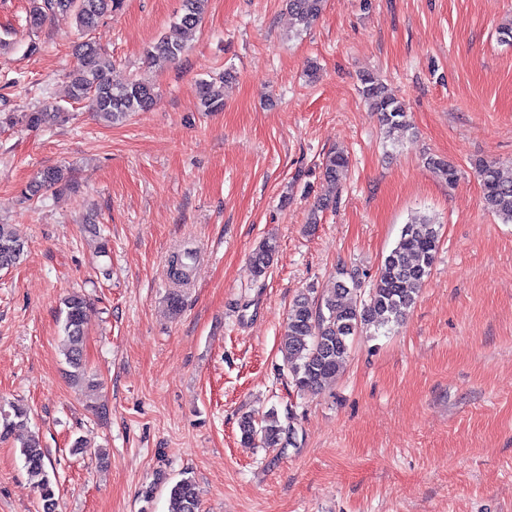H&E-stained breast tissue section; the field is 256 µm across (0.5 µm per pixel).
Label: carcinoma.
<instances>
[{
	"label": "carcinoma",
	"mask_w": 512,
	"mask_h": 512,
	"mask_svg": "<svg viewBox=\"0 0 512 512\" xmlns=\"http://www.w3.org/2000/svg\"><path fill=\"white\" fill-rule=\"evenodd\" d=\"M297 21L309 27L322 13L325 0H289ZM208 0H182L183 14L147 49L148 63L158 65L172 62L185 51L184 35L198 26L204 17ZM123 0H32L26 22L31 31L39 30L49 16L70 12L76 26L82 31L93 30L100 19L109 12L119 10ZM110 55L87 40L79 46V65L71 74V96L75 101H85L99 118L112 124L126 119L133 112L149 109L155 101L153 86L140 80L123 85L112 83ZM199 95L204 111L224 109L222 90L217 79L202 81ZM361 95L369 108L376 112L388 134L409 129L404 105L390 96L383 83L373 74L361 78ZM66 120V112H4L0 123L22 125L38 130ZM323 175L331 183L338 182L348 167L343 152L332 150L321 162ZM475 168L481 180L485 209L504 224L512 223V179L502 176L495 162L480 160ZM69 182L67 168L51 167L40 171L29 185V196L43 189H56ZM440 243V228L426 219L406 224L399 239L385 256L378 272L369 282L365 298L345 302V296L362 291V281L357 270H341L339 275L349 278L340 281L337 288L321 298L311 296L313 290L299 294L287 313L279 351L288 369L293 385L300 391L315 392L336 378L343 369L353 337L372 328H384L397 323L415 301L418 288L431 274ZM277 251V242L265 239L251 255L256 277L268 273ZM26 253L25 242L10 224H0V270L16 266ZM62 352L70 367L69 377L83 383L90 390L97 383L86 372L84 359L85 328L89 302L79 293H71L63 301ZM25 408L14 406L10 413H0V437L11 434L15 420L27 418ZM241 439L259 442L265 448H283L294 434L293 417L280 420L277 412L270 411L260 419L244 416L239 422ZM20 455L24 466L31 472L44 473L47 456L33 435L21 443ZM168 512H199L200 497L196 481L183 477L167 491ZM40 500L44 512H54L55 490L50 478L40 487Z\"/></svg>",
	"instance_id": "cac0c4a2"
}]
</instances>
